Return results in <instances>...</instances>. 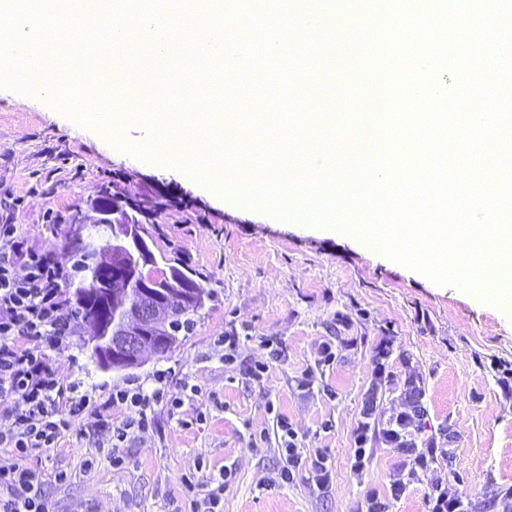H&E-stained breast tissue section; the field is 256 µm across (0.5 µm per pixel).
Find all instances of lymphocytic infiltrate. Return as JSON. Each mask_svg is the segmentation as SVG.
Returning <instances> with one entry per match:
<instances>
[{
    "label": "lymphocytic infiltrate",
    "instance_id": "lymphocytic-infiltrate-1",
    "mask_svg": "<svg viewBox=\"0 0 512 512\" xmlns=\"http://www.w3.org/2000/svg\"><path fill=\"white\" fill-rule=\"evenodd\" d=\"M78 332L73 307L63 294V270L53 253L29 245L17 225L0 224V401H12L0 414V446L19 456H36L56 447L72 427L109 433L120 448L134 432L148 429L155 404L167 399L170 412L182 400L169 396L166 374L151 384L114 389L106 401L78 384L64 382L55 369ZM127 410L119 423L106 411ZM39 472L17 464L0 466V512H49Z\"/></svg>",
    "mask_w": 512,
    "mask_h": 512
}]
</instances>
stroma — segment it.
<instances>
[{
  "instance_id": "35a3bbf8",
  "label": "stroma",
  "mask_w": 512,
  "mask_h": 512,
  "mask_svg": "<svg viewBox=\"0 0 512 512\" xmlns=\"http://www.w3.org/2000/svg\"><path fill=\"white\" fill-rule=\"evenodd\" d=\"M107 186L142 205L158 263L188 266L214 299L170 350L133 369H102L74 337L56 362L65 380L103 400L164 370L184 404L173 415L157 407L152 427L121 448L119 466L99 435L76 429L36 457L0 447V465L40 471L50 512H192L227 469L224 512H360L405 463L372 437L363 473L352 471L365 394L379 383V410L399 412L411 372L425 385L430 426L458 436L459 492L482 500L512 487V309L435 283L361 241L207 197L145 150L119 148L49 99L0 80V223L18 225L70 268L74 219L93 214ZM230 330L240 346L227 365L214 341ZM340 337L335 362L305 382L319 348ZM387 337L393 352L378 380L373 358ZM267 340L280 344L279 358ZM257 364L268 367L259 383L250 377ZM280 415L303 458L327 453L328 488L305 466L275 484Z\"/></svg>"
}]
</instances>
